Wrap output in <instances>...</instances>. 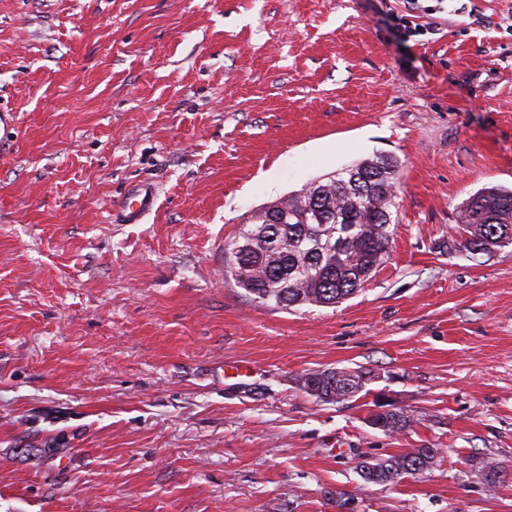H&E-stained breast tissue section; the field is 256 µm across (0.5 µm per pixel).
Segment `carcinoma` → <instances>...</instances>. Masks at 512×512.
Instances as JSON below:
<instances>
[{
  "label": "carcinoma",
  "mask_w": 512,
  "mask_h": 512,
  "mask_svg": "<svg viewBox=\"0 0 512 512\" xmlns=\"http://www.w3.org/2000/svg\"><path fill=\"white\" fill-rule=\"evenodd\" d=\"M398 164L380 156L316 181L297 194L254 211L224 249L236 285L252 300L279 306L334 305L358 292L387 263L397 208ZM512 245V189L490 188L468 198L457 216L448 255H491ZM315 396L343 403L374 379L366 368L315 372ZM410 419L385 409L375 421L393 434ZM435 448H413L359 463L362 477L390 484L432 466Z\"/></svg>",
  "instance_id": "obj_1"
}]
</instances>
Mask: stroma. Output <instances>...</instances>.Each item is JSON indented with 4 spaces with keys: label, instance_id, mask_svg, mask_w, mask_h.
I'll return each mask as SVG.
<instances>
[{
    "label": "stroma",
    "instance_id": "stroma-1",
    "mask_svg": "<svg viewBox=\"0 0 512 512\" xmlns=\"http://www.w3.org/2000/svg\"><path fill=\"white\" fill-rule=\"evenodd\" d=\"M398 42V0H0V512H512V246L449 257L512 187V0ZM385 154L391 257L333 306L252 301L253 211ZM158 187L110 222L127 183ZM363 366L343 404L302 378ZM381 402L409 416L385 434ZM434 448L400 482L358 456ZM157 198V189L151 182L140 181L128 187L119 203L109 212V216L119 224H139L153 210Z\"/></svg>",
    "mask_w": 512,
    "mask_h": 512
}]
</instances>
